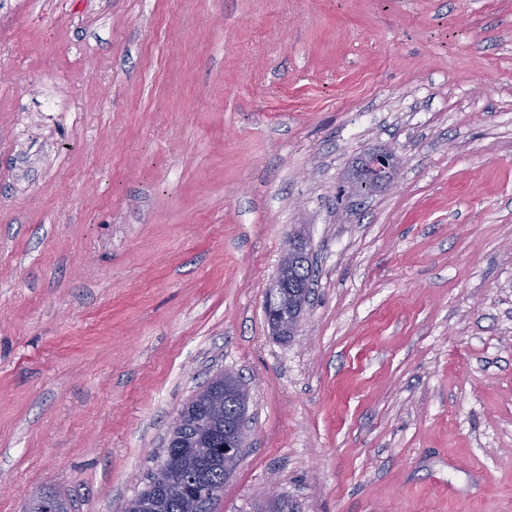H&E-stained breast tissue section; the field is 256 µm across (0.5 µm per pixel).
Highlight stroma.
Returning a JSON list of instances; mask_svg holds the SVG:
<instances>
[{"instance_id": "35a3bbf8", "label": "stroma", "mask_w": 512, "mask_h": 512, "mask_svg": "<svg viewBox=\"0 0 512 512\" xmlns=\"http://www.w3.org/2000/svg\"><path fill=\"white\" fill-rule=\"evenodd\" d=\"M220 372L211 512H512V0H0V512H127Z\"/></svg>"}]
</instances>
